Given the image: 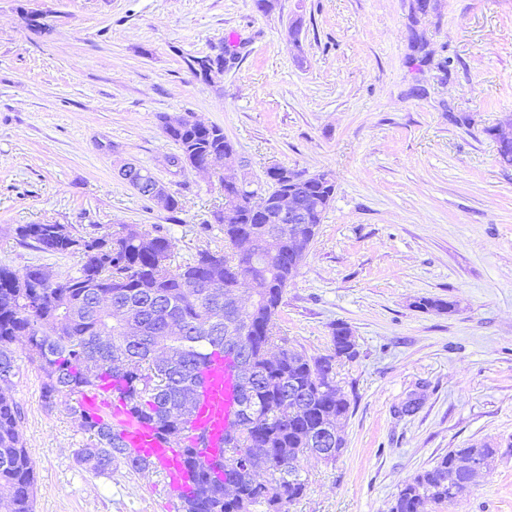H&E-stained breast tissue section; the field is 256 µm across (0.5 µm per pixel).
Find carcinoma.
<instances>
[{"instance_id":"carcinoma-1","label":"carcinoma","mask_w":512,"mask_h":512,"mask_svg":"<svg viewBox=\"0 0 512 512\" xmlns=\"http://www.w3.org/2000/svg\"><path fill=\"white\" fill-rule=\"evenodd\" d=\"M166 135L180 149L172 164L202 161L229 147L218 126L202 131L173 128L161 117ZM255 198L244 195L234 214L214 213L224 225V241L253 248L258 267L238 253L201 250L189 261L171 266L172 242L128 225L101 237L77 236L62 224L18 227L21 242L52 253L81 252L84 261L67 277L42 285L43 266L18 273L0 265V379L19 370L12 345L25 341L30 364L41 373L42 397L50 406L60 396L73 398L88 386L117 382L129 408L163 433L182 439L192 417L175 412L187 394L196 393L199 368L224 356V317L229 304L192 284L213 282L223 295L246 292L241 328L246 353H232L241 368L235 448L219 465L201 464L185 448L192 483L181 498V512H288L286 505L306 489L299 460L312 455L334 461L345 439L327 435V427L347 417L350 401L336 388V359L357 356L355 337L344 323L332 328V352L308 356L275 334V320L288 283L317 233L320 216L296 239L288 224H257ZM417 308L450 312L454 304L423 298ZM137 326L138 341L117 350L109 337ZM88 360L101 362L94 376L84 372ZM81 427L89 434L77 462L103 473L121 461L132 473L152 468L149 460L130 455L107 420L98 421L78 407ZM23 412L0 391V512H33L35 474L21 436ZM488 446L456 448L398 492L391 512H425L428 502L453 501L448 490L466 488L469 472L462 459L486 457Z\"/></svg>"}]
</instances>
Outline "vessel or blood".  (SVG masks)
I'll return each instance as SVG.
<instances>
[{
	"label": "vessel or blood",
	"instance_id": "vessel-or-blood-1",
	"mask_svg": "<svg viewBox=\"0 0 512 512\" xmlns=\"http://www.w3.org/2000/svg\"><path fill=\"white\" fill-rule=\"evenodd\" d=\"M238 382V369L228 356L213 359L210 366L199 372L200 405L191 426L207 439L205 446L197 450V457L203 463L214 461L223 434L233 425ZM79 403L88 413L107 417L126 447L151 460L172 490L189 491V467L181 442L166 437L156 425L133 416L126 404L120 403L114 386L90 388L82 394Z\"/></svg>",
	"mask_w": 512,
	"mask_h": 512
}]
</instances>
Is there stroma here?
<instances>
[{"mask_svg": "<svg viewBox=\"0 0 512 512\" xmlns=\"http://www.w3.org/2000/svg\"><path fill=\"white\" fill-rule=\"evenodd\" d=\"M0 0V264L73 272L77 254L21 244L23 224L99 237L128 224L173 261L225 247L221 170L172 165L160 118L223 129L253 187L273 165L329 172L335 193L284 295L276 332L329 353L350 401L336 461L302 457L288 512H390L452 448L496 452L453 502L512 512V166L491 133L512 116V0ZM231 49L210 80L194 59ZM147 168L167 211L117 174ZM423 298L452 312L417 309ZM8 393L24 411L35 512H181L160 473L76 461L88 439L67 398L46 406L16 342ZM418 409L404 413L403 405Z\"/></svg>", "mask_w": 512, "mask_h": 512, "instance_id": "1", "label": "stroma"}]
</instances>
